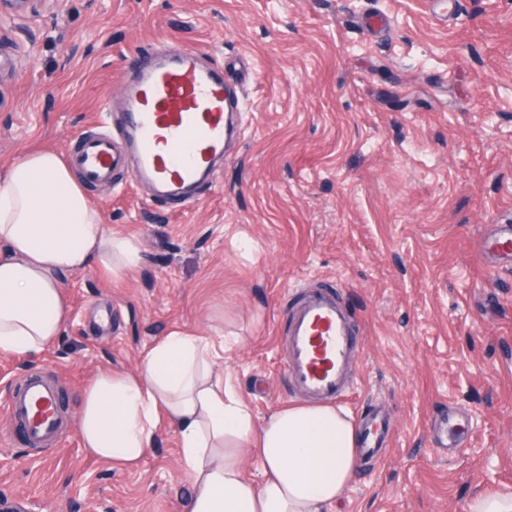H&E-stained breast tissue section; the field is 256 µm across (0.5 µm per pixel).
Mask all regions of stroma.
Segmentation results:
<instances>
[{
	"label": "stroma",
	"instance_id": "stroma-1",
	"mask_svg": "<svg viewBox=\"0 0 512 512\" xmlns=\"http://www.w3.org/2000/svg\"><path fill=\"white\" fill-rule=\"evenodd\" d=\"M0 0V162L68 157L120 103L128 55L168 42L247 58L248 116L216 182L182 213L131 180L88 188L140 242L118 282L62 274L71 317L37 357L0 354V431L29 372L58 385L62 432L0 438V499L25 512H186L174 430L139 468L89 456L81 394L137 370L168 331L241 342L225 357L257 419L300 403L284 378L287 314L337 284L360 330L342 407L391 417L338 512H466L512 488V262L484 247L512 220V0ZM464 426L443 438L441 414Z\"/></svg>",
	"mask_w": 512,
	"mask_h": 512
}]
</instances>
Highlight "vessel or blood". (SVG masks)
<instances>
[{"label": "vessel or blood", "mask_w": 512, "mask_h": 512, "mask_svg": "<svg viewBox=\"0 0 512 512\" xmlns=\"http://www.w3.org/2000/svg\"><path fill=\"white\" fill-rule=\"evenodd\" d=\"M123 80L119 136L81 139L69 162L88 185L129 170L134 182L150 187L154 201L184 211L215 179L227 141L241 131L243 92L225 65L205 61L190 48L132 53ZM487 244L512 255V225H495ZM285 338L287 378L301 397L315 404L337 402L353 389L357 333L336 287L307 292L287 316ZM57 411L55 385L42 374H29L12 392L7 433L30 446L48 445L59 431ZM383 432L379 414L368 412L362 420L365 455H375Z\"/></svg>", "instance_id": "b4317fda"}]
</instances>
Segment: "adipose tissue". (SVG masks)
Wrapping results in <instances>:
<instances>
[{
    "instance_id": "ef3b65f1",
    "label": "adipose tissue",
    "mask_w": 512,
    "mask_h": 512,
    "mask_svg": "<svg viewBox=\"0 0 512 512\" xmlns=\"http://www.w3.org/2000/svg\"><path fill=\"white\" fill-rule=\"evenodd\" d=\"M140 263L137 239L103 224L55 151L32 148L0 166V353L33 357L57 341L71 313L60 273L94 266L116 278ZM224 351L223 333L177 329L138 371H101L81 398L86 453L139 466L167 425L190 482L187 512H335L357 469L352 414L295 404L256 420L221 367Z\"/></svg>"
}]
</instances>
